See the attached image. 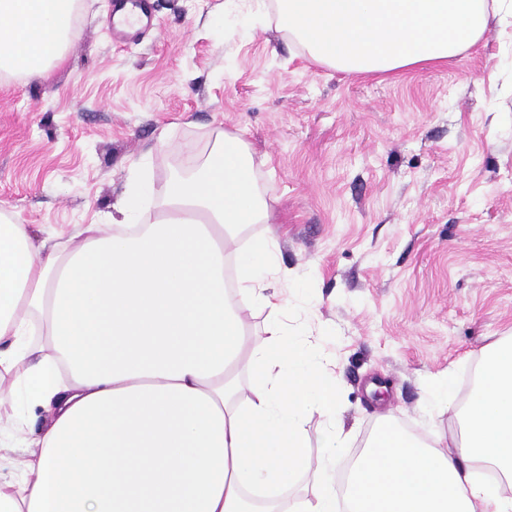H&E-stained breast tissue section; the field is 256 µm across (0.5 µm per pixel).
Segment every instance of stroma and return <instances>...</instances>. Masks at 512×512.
Returning a JSON list of instances; mask_svg holds the SVG:
<instances>
[{"mask_svg":"<svg viewBox=\"0 0 512 512\" xmlns=\"http://www.w3.org/2000/svg\"><path fill=\"white\" fill-rule=\"evenodd\" d=\"M149 28L112 37L113 0H83L44 79L0 77V212L37 237L99 224L218 132L261 166L290 273L288 324L335 362L345 454L383 414L423 432L430 382L471 386L512 336V19L442 64L392 76L315 63L274 0H150Z\"/></svg>","mask_w":512,"mask_h":512,"instance_id":"stroma-1","label":"stroma"}]
</instances>
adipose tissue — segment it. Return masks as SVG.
<instances>
[{
    "mask_svg": "<svg viewBox=\"0 0 512 512\" xmlns=\"http://www.w3.org/2000/svg\"><path fill=\"white\" fill-rule=\"evenodd\" d=\"M78 0H0V72L42 79ZM512 0H276L277 27L357 74L441 63L479 44ZM256 163L218 133L159 212L140 184L74 247L0 213V410L49 421L0 471V512H512V339L485 350L455 438L383 416L344 479L348 438L321 350L286 322L288 273ZM232 280H225V268ZM267 313L251 337L245 311ZM45 343L32 352L29 342ZM326 418L318 460L305 426Z\"/></svg>",
    "mask_w": 512,
    "mask_h": 512,
    "instance_id": "adipose-tissue-1",
    "label": "adipose tissue"
}]
</instances>
